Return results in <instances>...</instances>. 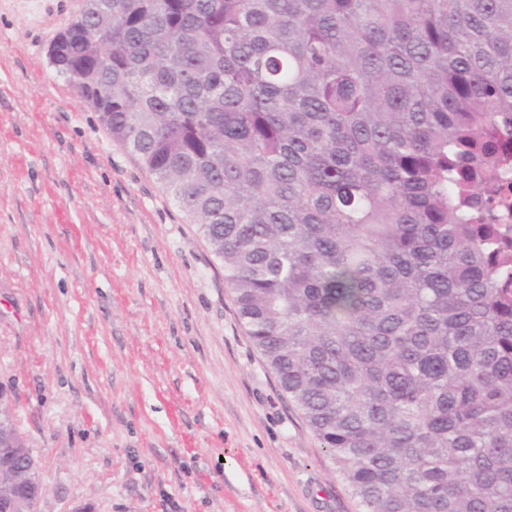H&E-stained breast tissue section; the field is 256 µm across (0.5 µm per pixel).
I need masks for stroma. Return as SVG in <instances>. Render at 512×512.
Returning <instances> with one entry per match:
<instances>
[{
    "instance_id": "35a3bbf8",
    "label": "stroma",
    "mask_w": 512,
    "mask_h": 512,
    "mask_svg": "<svg viewBox=\"0 0 512 512\" xmlns=\"http://www.w3.org/2000/svg\"><path fill=\"white\" fill-rule=\"evenodd\" d=\"M84 0H0V391L41 512H359L224 268L48 63Z\"/></svg>"
}]
</instances>
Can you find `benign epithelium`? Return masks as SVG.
Here are the masks:
<instances>
[{"instance_id": "1", "label": "benign epithelium", "mask_w": 512, "mask_h": 512, "mask_svg": "<svg viewBox=\"0 0 512 512\" xmlns=\"http://www.w3.org/2000/svg\"><path fill=\"white\" fill-rule=\"evenodd\" d=\"M0 390V512H41L45 485Z\"/></svg>"}]
</instances>
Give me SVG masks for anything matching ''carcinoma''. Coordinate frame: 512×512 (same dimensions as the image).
I'll return each mask as SVG.
<instances>
[{"instance_id": "carcinoma-1", "label": "carcinoma", "mask_w": 512, "mask_h": 512, "mask_svg": "<svg viewBox=\"0 0 512 512\" xmlns=\"http://www.w3.org/2000/svg\"><path fill=\"white\" fill-rule=\"evenodd\" d=\"M102 2L52 66L360 512H512V0Z\"/></svg>"}]
</instances>
